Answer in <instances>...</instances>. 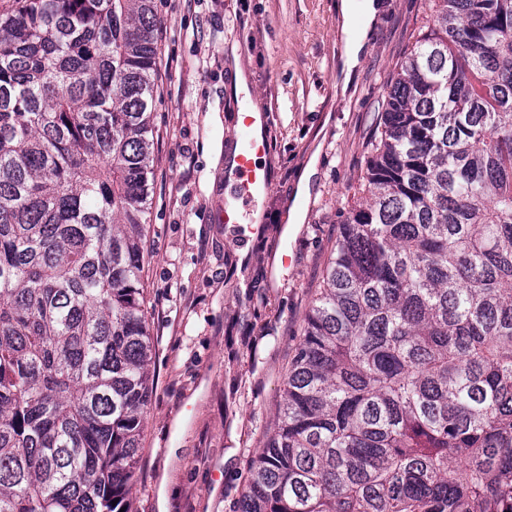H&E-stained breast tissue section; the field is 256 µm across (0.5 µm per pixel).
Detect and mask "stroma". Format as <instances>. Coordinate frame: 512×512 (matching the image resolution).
Masks as SVG:
<instances>
[{"label": "stroma", "instance_id": "35a3bbf8", "mask_svg": "<svg viewBox=\"0 0 512 512\" xmlns=\"http://www.w3.org/2000/svg\"><path fill=\"white\" fill-rule=\"evenodd\" d=\"M362 69L336 88V0H155L160 21L145 306L154 388L131 512H233L279 421L283 381L344 213L357 200L381 103L430 20L429 0H381ZM270 117L275 187L245 241L219 223L239 104L233 60ZM296 237L287 217L311 153ZM295 260L283 267L286 248Z\"/></svg>", "mask_w": 512, "mask_h": 512}]
</instances>
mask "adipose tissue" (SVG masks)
<instances>
[{
	"instance_id": "adipose-tissue-1",
	"label": "adipose tissue",
	"mask_w": 512,
	"mask_h": 512,
	"mask_svg": "<svg viewBox=\"0 0 512 512\" xmlns=\"http://www.w3.org/2000/svg\"><path fill=\"white\" fill-rule=\"evenodd\" d=\"M379 0H365L361 15H354L350 0H340L337 10L341 29L346 36L340 55V83L349 87L353 76L367 54V38L380 12Z\"/></svg>"
}]
</instances>
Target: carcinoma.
<instances>
[{
    "instance_id": "carcinoma-1",
    "label": "carcinoma",
    "mask_w": 512,
    "mask_h": 512,
    "mask_svg": "<svg viewBox=\"0 0 512 512\" xmlns=\"http://www.w3.org/2000/svg\"><path fill=\"white\" fill-rule=\"evenodd\" d=\"M0 19V512H130L155 0ZM235 512H512V0H430Z\"/></svg>"
}]
</instances>
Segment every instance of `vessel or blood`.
Wrapping results in <instances>:
<instances>
[{"label":"vessel or blood","mask_w":512,"mask_h":512,"mask_svg":"<svg viewBox=\"0 0 512 512\" xmlns=\"http://www.w3.org/2000/svg\"><path fill=\"white\" fill-rule=\"evenodd\" d=\"M237 151L224 161V184L229 189L224 199V224L235 228L253 224L260 198L274 188L273 175L266 164L271 149L265 116L243 107L234 133Z\"/></svg>","instance_id":"b4317fda"}]
</instances>
